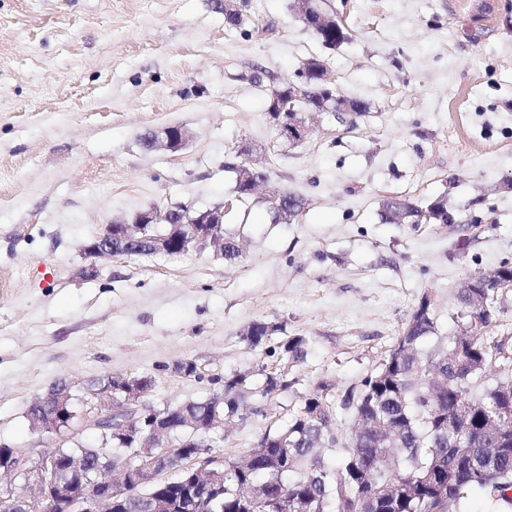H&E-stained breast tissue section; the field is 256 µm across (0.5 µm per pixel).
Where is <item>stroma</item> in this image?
<instances>
[{"mask_svg":"<svg viewBox=\"0 0 512 512\" xmlns=\"http://www.w3.org/2000/svg\"><path fill=\"white\" fill-rule=\"evenodd\" d=\"M349 32L330 50L294 0H247L250 37L224 27V0H0V445L98 446L27 421L58 380L148 377L161 409L268 363L244 332L277 325L307 341L266 416L232 422L225 458L283 426L328 385L376 370L422 299L440 340L458 331L457 292L512 265V0H322ZM324 61L337 93L367 106L355 125L302 111L306 138L277 139L268 95ZM180 126L176 150L147 132ZM270 185L305 201L275 221L241 200L239 146ZM447 196L451 224H389L384 198ZM184 204L223 207L243 256L216 251L85 257L117 219ZM194 361L187 377L175 364Z\"/></svg>","mask_w":512,"mask_h":512,"instance_id":"1","label":"stroma"}]
</instances>
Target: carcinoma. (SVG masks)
Instances as JSON below:
<instances>
[{
  "instance_id": "cac0c4a2",
  "label": "carcinoma",
  "mask_w": 512,
  "mask_h": 512,
  "mask_svg": "<svg viewBox=\"0 0 512 512\" xmlns=\"http://www.w3.org/2000/svg\"><path fill=\"white\" fill-rule=\"evenodd\" d=\"M317 38L324 47L334 48L349 39L348 30L332 14H323ZM320 60L302 64L307 81L308 102L324 105L340 114L341 122L353 124L367 111L360 100L344 97L325 101ZM268 204L278 219L297 217L305 201L290 193ZM382 216L390 223L420 224L426 218L446 224L447 197L421 206L408 200H382ZM216 249L227 262L241 257L239 242L213 226ZM136 235L167 236L171 226L137 225ZM498 290L459 288V331L469 334L463 353L454 356V344L425 348L437 334L430 301L423 299L405 324L396 344L374 372L343 397L342 406L364 427L342 439L333 427L330 406L319 388L304 398L289 414L286 424L266 431L257 447L267 452L255 458L246 470L237 460L224 463V512H241L239 485L275 483L287 487L294 502L293 512H343V504L354 503L365 484L386 493L369 512H430L434 492L446 489L444 512H457L458 505L472 488H480L498 512H512V445L497 455L488 449L499 439L512 441V356L504 355V343H491L483 336L493 322ZM278 327L266 322L252 323L247 337L254 345L264 344ZM277 361L300 362L307 355L306 340L294 337L270 347ZM262 383L250 374L224 378L222 389L207 397L169 408L171 419L180 425L191 420L205 421L218 415L226 421H248L261 416L258 406L247 401L248 392L264 397L280 388H289L268 378L267 367L258 370ZM461 406L467 426L477 445L458 437L457 428L436 415L438 408ZM336 450V463L328 466L324 449Z\"/></svg>"
}]
</instances>
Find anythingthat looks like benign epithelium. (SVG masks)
<instances>
[{
  "label": "benign epithelium",
  "mask_w": 512,
  "mask_h": 512,
  "mask_svg": "<svg viewBox=\"0 0 512 512\" xmlns=\"http://www.w3.org/2000/svg\"><path fill=\"white\" fill-rule=\"evenodd\" d=\"M270 122L284 142L297 144L306 137L303 123L281 119L276 109ZM177 142L178 133L169 126L154 134L152 145L173 148ZM218 213L217 208L201 211L184 206L175 216L149 209L139 213L136 222L215 224ZM83 253L91 258L115 255L112 225L86 243ZM150 388L139 378L107 374L83 384L91 408L77 414L66 410L72 398V385L66 381L38 398L27 413L32 431L62 436L90 430L103 443L123 434L134 447L126 449L125 457L106 462L90 457L84 448H74L68 453V476L60 468L59 448L17 452L12 464L0 470L10 478L9 483H0V505H6L8 512H112L114 502L140 494L143 512H171L169 489L176 484L174 475L183 473L198 491L186 505L188 512H219L224 507V458L202 445L190 451L180 441L162 442L168 436L166 410L144 403Z\"/></svg>",
  "instance_id": "obj_1"
}]
</instances>
